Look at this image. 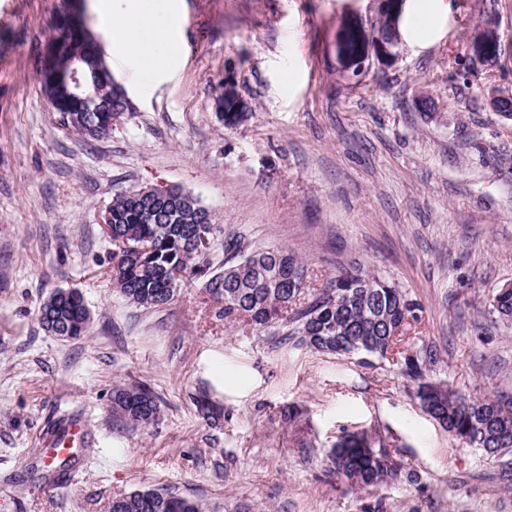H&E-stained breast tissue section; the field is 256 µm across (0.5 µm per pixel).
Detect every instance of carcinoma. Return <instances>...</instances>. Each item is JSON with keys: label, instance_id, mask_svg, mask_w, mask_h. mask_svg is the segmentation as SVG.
Masks as SVG:
<instances>
[{"label": "carcinoma", "instance_id": "1", "mask_svg": "<svg viewBox=\"0 0 512 512\" xmlns=\"http://www.w3.org/2000/svg\"><path fill=\"white\" fill-rule=\"evenodd\" d=\"M362 39L355 26L342 24L336 34V49L352 56ZM57 68L80 67L87 87L106 86L110 69L99 70L102 52L96 42L59 22L50 40ZM96 112H65L63 125L86 138L98 139L112 130V121L125 108L109 92ZM209 212L199 201L180 191L155 201L140 190L115 194L109 205L112 225V287L130 305L161 309L170 305L188 279H203L202 287L224 322H240L257 331L275 325L289 329L295 343L319 353L349 356L363 353L385 359L396 345V329L416 318L415 304L393 282L360 269L341 272L325 287L314 291L301 305L309 277L307 264L283 247L255 248L243 253L237 246L219 240L222 225L200 216ZM224 249L219 256L218 249ZM60 328L87 320L81 304H68L55 311ZM425 352L416 354L417 365L405 374L417 381L415 397L426 412L454 437L469 435L472 445L485 456L495 457L499 448H512V396L471 400L443 385L425 380ZM198 412L213 424L223 410L205 400H196ZM160 405L145 386L112 389V415L133 426L147 427L159 418ZM336 473L353 489L377 487L398 478L400 466L385 447H375L365 433H348L332 449ZM71 459L61 461L49 483L65 486L70 480ZM108 512H206L200 501L163 490H135L109 502Z\"/></svg>", "mask_w": 512, "mask_h": 512}]
</instances>
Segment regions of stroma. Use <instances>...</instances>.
Instances as JSON below:
<instances>
[{
  "label": "stroma",
  "instance_id": "35a3bbf8",
  "mask_svg": "<svg viewBox=\"0 0 512 512\" xmlns=\"http://www.w3.org/2000/svg\"><path fill=\"white\" fill-rule=\"evenodd\" d=\"M179 4L159 78L124 68L86 0H0V512H105L136 489L211 512H512V467L449 435L403 372L427 350L432 380L512 396V325L493 308L512 283V120L489 105L512 60L468 54L488 23L512 45V0H406L396 60L356 80L336 71V33L370 23L374 0ZM74 7L128 101L97 140L60 122L41 78ZM229 74L251 107L232 130L216 110ZM158 182L212 210L226 240L288 248L311 288L352 266L394 279L415 319L367 365L225 324L198 280L165 308L129 305L100 220L116 192ZM69 288L90 328L62 340L38 311ZM141 384L161 416L135 428L110 401ZM204 395L223 406L219 425L198 413ZM73 412L88 444L51 494L37 450ZM346 431L384 445L400 478L350 488L328 458Z\"/></svg>",
  "mask_w": 512,
  "mask_h": 512
}]
</instances>
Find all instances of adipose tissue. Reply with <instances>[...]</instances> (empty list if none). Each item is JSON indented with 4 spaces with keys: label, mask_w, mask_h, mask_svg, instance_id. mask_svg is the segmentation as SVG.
<instances>
[{
    "label": "adipose tissue",
    "mask_w": 512,
    "mask_h": 512,
    "mask_svg": "<svg viewBox=\"0 0 512 512\" xmlns=\"http://www.w3.org/2000/svg\"><path fill=\"white\" fill-rule=\"evenodd\" d=\"M93 9L130 71L159 73L176 55L172 25L178 6L174 2L164 12L157 0H94Z\"/></svg>",
    "instance_id": "ef3b65f1"
}]
</instances>
